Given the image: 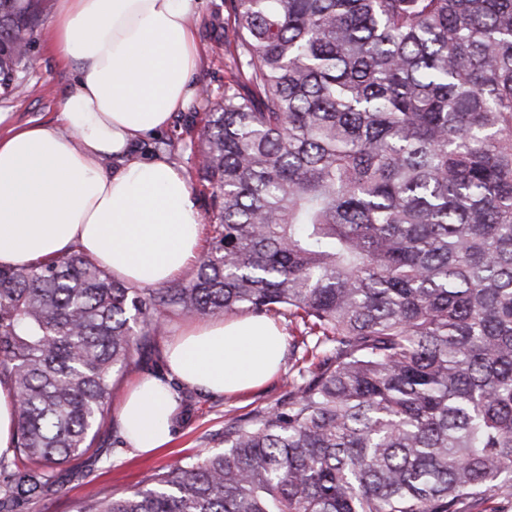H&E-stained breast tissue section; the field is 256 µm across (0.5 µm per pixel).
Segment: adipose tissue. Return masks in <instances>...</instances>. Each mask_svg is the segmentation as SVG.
Masks as SVG:
<instances>
[{"label": "adipose tissue", "instance_id": "obj_1", "mask_svg": "<svg viewBox=\"0 0 512 512\" xmlns=\"http://www.w3.org/2000/svg\"><path fill=\"white\" fill-rule=\"evenodd\" d=\"M195 0H56L47 39L74 70L59 122L21 126L0 113V265L78 250L129 283L174 281L200 254L203 217L183 170L131 155L198 92ZM285 350L263 317L193 322L166 348L169 378L214 395L261 386ZM169 379L144 377L118 420L131 447L170 439Z\"/></svg>", "mask_w": 512, "mask_h": 512}]
</instances>
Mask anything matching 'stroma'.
<instances>
[{"label":"stroma","instance_id":"35a3bbf8","mask_svg":"<svg viewBox=\"0 0 512 512\" xmlns=\"http://www.w3.org/2000/svg\"><path fill=\"white\" fill-rule=\"evenodd\" d=\"M55 0H43V19L38 22L30 51V65L23 95L0 97V113H9L13 123L19 125L56 121L61 95L71 88L74 74L58 62L46 45L45 20L53 12ZM224 0H198L196 24L201 51V65L195 75L197 84L207 86L213 99L224 94V85L232 78L227 56L212 51L218 34L217 23L226 21ZM172 144L170 158L184 171L191 184V192L200 213L209 209V192L199 182L195 173V158L189 149L191 136L186 133L181 119L158 131L138 139L134 144V156L152 157L156 139ZM183 316L170 317L153 346L136 354L124 374L115 377L112 386V404H119L127 389L145 376L167 374L165 349L168 342L186 325ZM277 324L286 335V349L279 373L263 387L236 395H212L187 390L180 407L183 418L172 432L170 443L162 448L141 452L113 441L112 426H105L97 438L96 446L86 455L61 466V483L44 501L35 506L20 507L18 512H76L86 493L94 488L122 495L144 486L150 474L162 467H173L189 455L201 449L219 448L216 435L225 424L246 417L255 411L275 406L288 393V375L301 349L295 343L299 330L287 319Z\"/></svg>","mask_w":512,"mask_h":512}]
</instances>
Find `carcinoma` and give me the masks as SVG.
Here are the masks:
<instances>
[{
    "label": "carcinoma",
    "mask_w": 512,
    "mask_h": 512,
    "mask_svg": "<svg viewBox=\"0 0 512 512\" xmlns=\"http://www.w3.org/2000/svg\"><path fill=\"white\" fill-rule=\"evenodd\" d=\"M41 0H0V93ZM236 77L197 130L209 249L138 288L73 250L0 266L17 439L0 512L88 453L172 315L300 327L279 405L77 512H497L512 497V0H229ZM315 337L310 345L307 338Z\"/></svg>",
    "instance_id": "carcinoma-1"
}]
</instances>
